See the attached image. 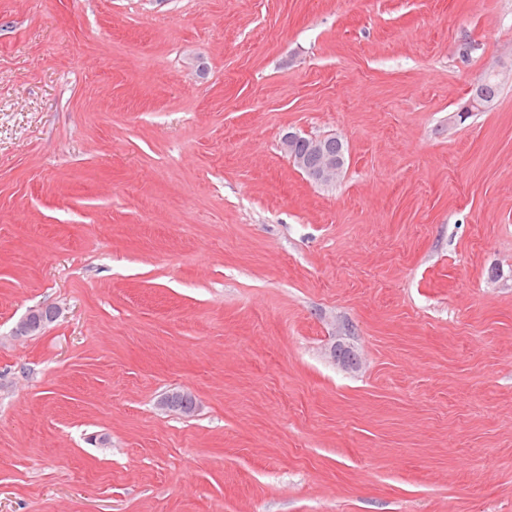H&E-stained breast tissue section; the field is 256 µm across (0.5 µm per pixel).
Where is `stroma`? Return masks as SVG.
Returning <instances> with one entry per match:
<instances>
[{
  "instance_id": "35a3bbf8",
  "label": "stroma",
  "mask_w": 512,
  "mask_h": 512,
  "mask_svg": "<svg viewBox=\"0 0 512 512\" xmlns=\"http://www.w3.org/2000/svg\"><path fill=\"white\" fill-rule=\"evenodd\" d=\"M0 512H512V0H0ZM310 143L312 146L308 154L298 158L291 157L293 163L316 183L328 184L335 181L345 165V158L324 155L320 138H313Z\"/></svg>"
}]
</instances>
